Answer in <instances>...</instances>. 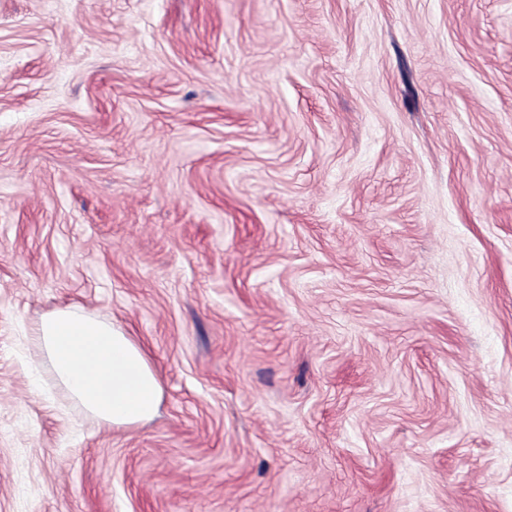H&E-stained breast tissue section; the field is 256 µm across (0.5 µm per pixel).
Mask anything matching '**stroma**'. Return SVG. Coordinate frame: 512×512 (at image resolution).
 <instances>
[{"mask_svg": "<svg viewBox=\"0 0 512 512\" xmlns=\"http://www.w3.org/2000/svg\"><path fill=\"white\" fill-rule=\"evenodd\" d=\"M0 512H512V0H0ZM33 340L70 399L104 426L131 428L155 417L159 375L120 325L62 306L40 318Z\"/></svg>", "mask_w": 512, "mask_h": 512, "instance_id": "stroma-1", "label": "stroma"}]
</instances>
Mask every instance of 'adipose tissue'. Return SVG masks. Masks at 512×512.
Here are the masks:
<instances>
[{
  "instance_id": "ef3b65f1",
  "label": "adipose tissue",
  "mask_w": 512,
  "mask_h": 512,
  "mask_svg": "<svg viewBox=\"0 0 512 512\" xmlns=\"http://www.w3.org/2000/svg\"><path fill=\"white\" fill-rule=\"evenodd\" d=\"M33 340L70 399L104 426L131 428L155 417L159 375L120 325L62 306L40 318Z\"/></svg>"
}]
</instances>
